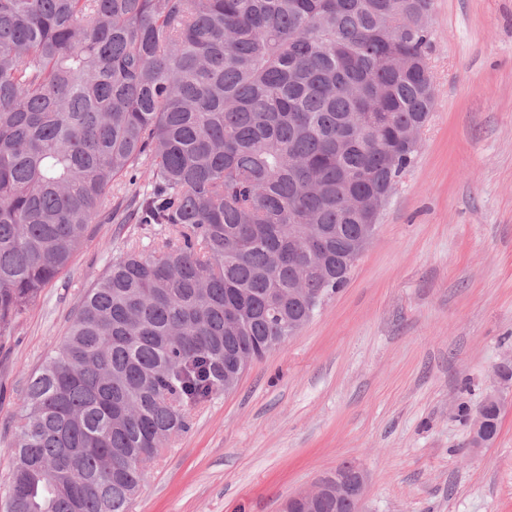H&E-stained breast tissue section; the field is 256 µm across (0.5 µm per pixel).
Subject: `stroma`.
<instances>
[{
    "label": "stroma",
    "instance_id": "35a3bbf8",
    "mask_svg": "<svg viewBox=\"0 0 512 512\" xmlns=\"http://www.w3.org/2000/svg\"><path fill=\"white\" fill-rule=\"evenodd\" d=\"M430 26L432 112L371 244L297 335L193 411L132 512H282L345 462L367 474L362 512H512V0H434ZM131 192L0 343V491L28 379L151 240L125 221ZM495 388L499 433L472 447L460 408Z\"/></svg>",
    "mask_w": 512,
    "mask_h": 512
}]
</instances>
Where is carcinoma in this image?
<instances>
[{"mask_svg":"<svg viewBox=\"0 0 512 512\" xmlns=\"http://www.w3.org/2000/svg\"><path fill=\"white\" fill-rule=\"evenodd\" d=\"M432 6L0 0V342L112 222L114 185L172 228L112 263L30 377L0 512H131L232 355L345 283L430 117Z\"/></svg>","mask_w":512,"mask_h":512,"instance_id":"obj_1","label":"carcinoma"}]
</instances>
